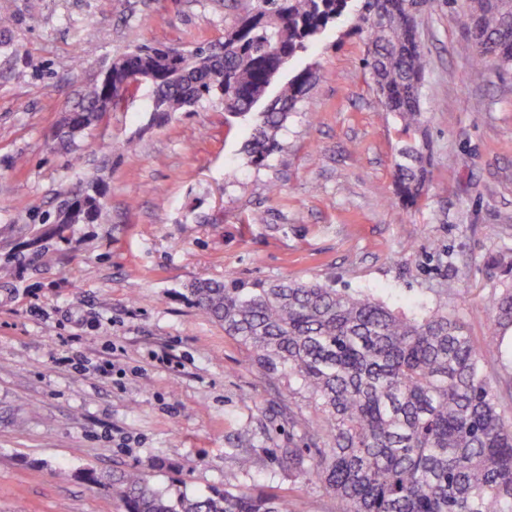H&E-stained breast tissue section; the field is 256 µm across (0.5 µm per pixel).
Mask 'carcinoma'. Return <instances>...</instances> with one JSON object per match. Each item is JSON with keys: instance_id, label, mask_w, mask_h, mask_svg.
<instances>
[{"instance_id": "carcinoma-1", "label": "carcinoma", "mask_w": 512, "mask_h": 512, "mask_svg": "<svg viewBox=\"0 0 512 512\" xmlns=\"http://www.w3.org/2000/svg\"><path fill=\"white\" fill-rule=\"evenodd\" d=\"M415 0H249L224 32L222 50L202 41L189 50L144 46L112 61L109 82L81 92L56 132L69 145L118 108L131 76L153 88L155 124H166L204 98L224 111L254 114L247 152L262 164L281 148L280 132L304 100L317 67L288 72L327 28L351 10L353 30L367 39L364 66L383 110L404 129L423 133L422 88L430 59L417 34ZM461 26L477 54V80L488 65L512 72V46L496 38L512 32V0H470ZM277 94L267 96L272 88ZM396 164L395 190L416 204L428 179L419 150ZM193 305L224 326L266 374L298 383L308 418H290L314 437L311 448L288 449V476L306 473L334 500L336 512H512V416L499 388L498 368L486 359L459 317L440 303L408 317L364 293L321 282L199 281L187 289ZM491 336L500 347L512 332V286L489 299ZM106 483L125 512H291L288 498L224 483L196 498H172L143 474L91 472Z\"/></svg>"}]
</instances>
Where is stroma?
<instances>
[{"instance_id": "obj_1", "label": "stroma", "mask_w": 512, "mask_h": 512, "mask_svg": "<svg viewBox=\"0 0 512 512\" xmlns=\"http://www.w3.org/2000/svg\"><path fill=\"white\" fill-rule=\"evenodd\" d=\"M244 4L0 0V512H123L84 474L127 469L173 497L231 477L292 512H334L282 462L311 445L288 422L302 399L190 304L196 281H319L408 314L441 302L476 345L488 337L484 306L512 282V74L471 80L469 0H429L418 17L430 164L413 207L394 177L409 140L379 105L350 13L293 60L320 77L264 165L245 150L250 116L204 100L157 127L146 87L76 148L57 145L115 56L221 39ZM91 182L98 219L44 236L43 217ZM160 348L178 370L150 362Z\"/></svg>"}]
</instances>
